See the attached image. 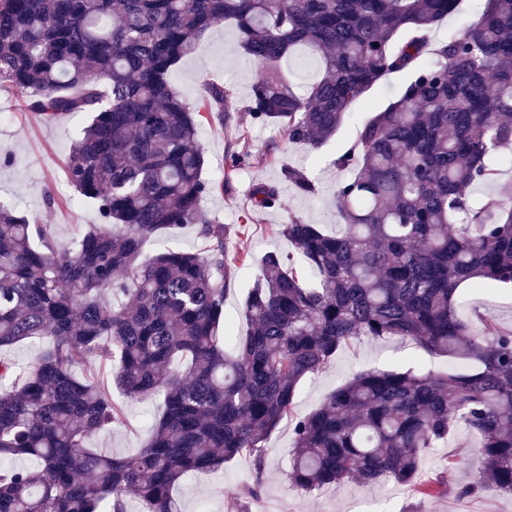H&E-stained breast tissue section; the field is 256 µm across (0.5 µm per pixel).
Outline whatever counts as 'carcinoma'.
<instances>
[{
	"label": "carcinoma",
	"mask_w": 512,
	"mask_h": 512,
	"mask_svg": "<svg viewBox=\"0 0 512 512\" xmlns=\"http://www.w3.org/2000/svg\"><path fill=\"white\" fill-rule=\"evenodd\" d=\"M458 2L0 0V87L47 117L89 116L68 178L103 219L61 254L53 225L0 203V348L49 338L26 373L0 357V512H129V492L145 512H179L172 490L187 474L243 455L261 473L285 419L286 479L302 493L392 479L430 497L440 486L422 479L421 460L463 423L480 437V470L462 494L487 479L512 496V333L456 308L468 281L512 283V182L497 164L512 146V0H485L475 25L431 45ZM219 21L255 64L251 118L313 151L384 77L411 73L336 159L343 230L295 215L278 225L299 260L264 254L244 301L249 328L233 336L224 225L201 202L251 153L230 155L223 184L206 181L198 129L235 105L217 82L190 105L170 80ZM295 54L318 73L305 91L282 67ZM285 177L315 194L302 170ZM478 184L496 195L471 198ZM251 202L286 207L276 182L255 184ZM187 225L203 251L142 259L148 240ZM361 337L412 339L468 368L366 370L295 414L302 381ZM91 361L113 384L81 372ZM114 385L163 408L131 455L91 446L123 423ZM246 495L256 485L225 491L226 512H245Z\"/></svg>",
	"instance_id": "obj_1"
}]
</instances>
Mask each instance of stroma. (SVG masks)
Here are the masks:
<instances>
[{
  "label": "stroma",
  "instance_id": "35a3bbf8",
  "mask_svg": "<svg viewBox=\"0 0 512 512\" xmlns=\"http://www.w3.org/2000/svg\"><path fill=\"white\" fill-rule=\"evenodd\" d=\"M252 74L251 60L239 45L235 27L224 22L213 25L172 72L173 83L190 104L205 96L210 82L223 84L235 101L232 119L209 120L200 127L198 140L205 151L204 176L218 186L203 200L202 208L208 217L223 224L229 252L248 255L246 261L233 267L224 304V312L238 332L247 329L243 297L254 282L259 258L269 251L291 250L287 240L277 234V226L294 214L322 225L326 232L339 229L333 196L342 173L334 161L354 144L362 123L397 95L408 80L404 73L389 75L352 106L334 137L310 151L287 147L278 126L252 121L248 111ZM1 112L8 118L0 123V155L9 154L10 160L0 162V199L10 202L21 215L54 225L58 250L68 251L86 225L101 221L97 206L79 196L67 179L68 158L87 119L74 114L44 118L30 110L24 92L9 87L0 88ZM244 137L250 142L252 158L238 167L232 179H225L226 158ZM289 166L307 172L316 186L314 196L298 194L283 180L281 172ZM267 181L278 182L286 208L252 209V186ZM457 312L471 324L479 316L491 317L502 330L512 332V286L462 285ZM450 366V360L427 352L413 341L364 337L301 383L295 412L310 413L331 391L365 369L412 367L439 373ZM112 396L124 408V423L99 435L93 445L115 454L134 453L148 440L161 409L152 401L123 398L117 390ZM478 441L476 432L461 425L444 444L429 451L424 471L442 486L441 493L432 497H419L408 486L393 481L371 486L348 482L308 495L293 489L282 475L292 449V432L284 422L267 444L262 473H255L251 458L238 457L209 477L186 476L173 496L181 512H225V490L255 481L258 494L247 499V512H512V496L494 485H484L472 495L464 492L478 473V460L471 453Z\"/></svg>",
  "mask_w": 512,
  "mask_h": 512
}]
</instances>
